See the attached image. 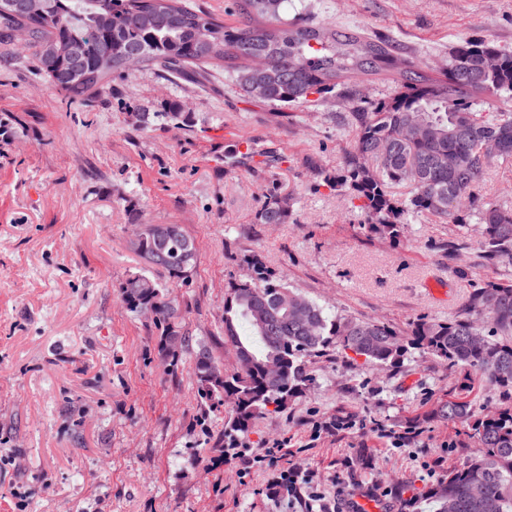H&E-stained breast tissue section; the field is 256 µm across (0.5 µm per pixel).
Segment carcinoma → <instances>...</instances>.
I'll use <instances>...</instances> for the list:
<instances>
[{"label":"carcinoma","mask_w":512,"mask_h":512,"mask_svg":"<svg viewBox=\"0 0 512 512\" xmlns=\"http://www.w3.org/2000/svg\"><path fill=\"white\" fill-rule=\"evenodd\" d=\"M43 13L15 16L0 11V27L28 29L39 73L67 67L47 44L76 42L82 47L81 71L52 84L73 100H87L111 89L123 69L103 64L106 51L116 59L135 51L143 66L159 65L172 73L205 76L222 68L244 93L259 76L266 85L262 100L274 105L323 100L362 77L391 74L398 87L387 98L348 99L355 127L345 165L324 183L359 202L371 232L390 239L402 235L411 214L443 223L474 225V238L490 261L512 262V208L485 201L477 192L485 172L496 162L512 160V112L494 111L495 100H512V53L484 39L460 41L446 66L425 76L409 64L396 67L385 42L357 31L312 26L281 17L287 0H239L244 21L230 27L190 0H42ZM489 53L500 57L491 71L482 69ZM263 58L258 74L250 59ZM189 120L181 106L166 112L137 113L145 129L159 121ZM408 188L395 198L390 188ZM280 183L258 210L259 224H286L292 207L281 204ZM134 252L149 271L128 276L119 287L126 310L150 311L160 356L176 362L184 353L192 363L200 397L218 411L224 399L234 407L218 443L223 456L235 451L238 437L252 421L282 410L313 382L307 359L335 347L365 362L401 367L422 352L485 373L512 395V284L477 288L468 309L447 321L420 320L407 335L373 320L330 315L318 303L288 287L286 278L268 270L257 255L246 259L251 277L232 281L224 293V337L244 349L252 363L241 371L221 373L211 348L189 344L184 316L165 287L151 274L162 270L174 285L184 284L196 259L194 240L178 224H143ZM275 355L280 376L269 380L266 363ZM435 417L471 423L478 452L465 464L450 467L427 496L436 512H512V408L490 422L474 419L467 401L439 405Z\"/></svg>","instance_id":"obj_1"}]
</instances>
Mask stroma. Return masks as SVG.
I'll return each instance as SVG.
<instances>
[{
  "instance_id": "stroma-1",
  "label": "stroma",
  "mask_w": 512,
  "mask_h": 512,
  "mask_svg": "<svg viewBox=\"0 0 512 512\" xmlns=\"http://www.w3.org/2000/svg\"><path fill=\"white\" fill-rule=\"evenodd\" d=\"M296 14L366 31L410 62L441 63L465 38L512 52V0H287L283 17ZM173 100L189 124L138 128V112ZM347 110L332 94L275 106L220 69L193 83L140 68L75 102L21 41L0 44V512H297L287 494L268 498L271 469L214 452L231 405L209 411L189 356L162 359L151 320L122 305L120 283L143 268L129 243L138 225L177 224L194 240L192 275L170 293L191 341L229 375L240 363L224 340V290L252 254L327 311L403 334L456 316L474 289L512 283V263L488 262L457 225L421 216L385 238L323 186L319 170L342 167L353 142ZM241 140L277 164L225 166ZM275 179L293 216L255 223ZM309 368L313 384L256 418L239 448L279 449L326 496H370L383 512H435L423 458L448 467L472 454L466 425L434 418L439 403L464 398L490 420L505 402L487 376L423 353L395 371L332 347ZM351 414L359 426L326 430ZM410 426L421 436L400 448L380 435Z\"/></svg>"
}]
</instances>
